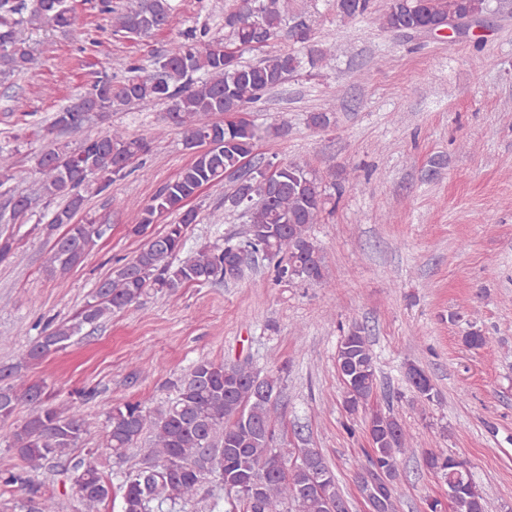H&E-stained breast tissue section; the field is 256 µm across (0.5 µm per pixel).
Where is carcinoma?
Returning a JSON list of instances; mask_svg holds the SVG:
<instances>
[{
  "label": "carcinoma",
  "instance_id": "cac0c4a2",
  "mask_svg": "<svg viewBox=\"0 0 512 512\" xmlns=\"http://www.w3.org/2000/svg\"><path fill=\"white\" fill-rule=\"evenodd\" d=\"M101 13L115 33L149 36L163 29L174 12L173 0H131L115 7L99 0ZM371 0H336L337 14L354 19L370 13ZM495 9L493 0H387L380 25L388 31L419 27L443 28L448 21L480 18ZM289 0H241L224 15L227 35L220 39L208 29L174 39L154 61L160 81L145 68L124 64L119 78L108 66L70 104L58 110L47 134L81 133L93 116L127 106L150 109L166 105L165 127L154 133L161 139L175 130L192 160L145 204H132L135 223L129 233L142 236L160 218L178 214L164 232L145 241L136 255L115 274L101 280L77 316L45 327L26 352L28 363L65 347L84 327H96L116 311L139 303L154 289L175 293L191 284L225 282L239 278L240 255L260 253L273 264L275 281H295L329 288L326 258L311 235L322 221L330 197L316 171L307 163L279 161L248 178L232 179L227 200L236 208L247 203L246 238L222 246L204 247L177 259L184 249L189 225L197 213L187 202L205 185L235 172L257 144L278 132L247 114L272 89L282 85L302 66L294 53L266 54L257 63L242 54L261 51L286 29ZM74 17L68 0H0V76L8 78L31 68L36 57L20 36L23 28L65 29ZM239 46V55L224 56V42ZM224 119L213 121L211 117ZM150 140L130 137L121 127L83 137L74 149L47 147L38 158L41 196L56 204L48 230L66 226L55 238L45 271L66 285L68 274L88 257L107 233L105 224L84 213L85 192L101 194L116 177L124 176L134 160L147 153ZM33 199L23 193L12 198L11 217L24 219ZM21 364L0 369V424L7 423L18 406L29 416L15 428L0 430V441L24 463L17 471L0 473V486L23 491L20 512H58V503L30 477L50 464L63 465L79 477L73 487L80 512H98L112 492V482L98 467L104 458L123 463L128 452L147 444L138 466L120 472L121 512H186L199 501L203 484L236 487L228 512H349V505L332 465L316 448H284L277 443L272 414L280 394L281 376L263 374L246 362L194 363L175 386L172 398L159 406L126 400L112 404L106 415L99 447L88 457L71 455L88 433L90 422L75 402L54 404L55 395L43 382L18 376ZM336 371L343 383L344 404L351 413L367 406L377 390L375 356L369 336L357 322L343 332L337 347ZM420 397L432 400L434 386L423 370L406 372ZM373 452L366 455L362 474L377 469L388 486H363L371 512H394L397 454L413 447V437L397 417L376 412L367 427ZM424 465L448 484L452 512H485V500L467 463L451 454L430 451Z\"/></svg>",
  "mask_w": 512,
  "mask_h": 512
}]
</instances>
